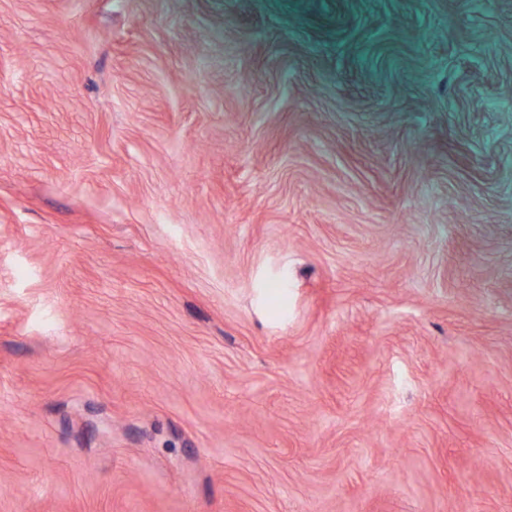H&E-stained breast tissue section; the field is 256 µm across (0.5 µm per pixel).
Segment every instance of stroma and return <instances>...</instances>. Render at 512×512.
I'll use <instances>...</instances> for the list:
<instances>
[{"mask_svg": "<svg viewBox=\"0 0 512 512\" xmlns=\"http://www.w3.org/2000/svg\"><path fill=\"white\" fill-rule=\"evenodd\" d=\"M0 512H512V0H0Z\"/></svg>", "mask_w": 512, "mask_h": 512, "instance_id": "stroma-1", "label": "stroma"}]
</instances>
